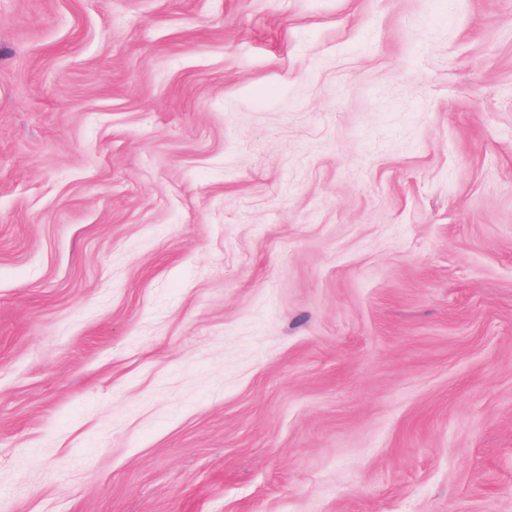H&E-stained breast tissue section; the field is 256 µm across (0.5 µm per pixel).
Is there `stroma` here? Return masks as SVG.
Instances as JSON below:
<instances>
[{"instance_id":"obj_1","label":"stroma","mask_w":512,"mask_h":512,"mask_svg":"<svg viewBox=\"0 0 512 512\" xmlns=\"http://www.w3.org/2000/svg\"><path fill=\"white\" fill-rule=\"evenodd\" d=\"M0 512H512V0H0Z\"/></svg>"}]
</instances>
